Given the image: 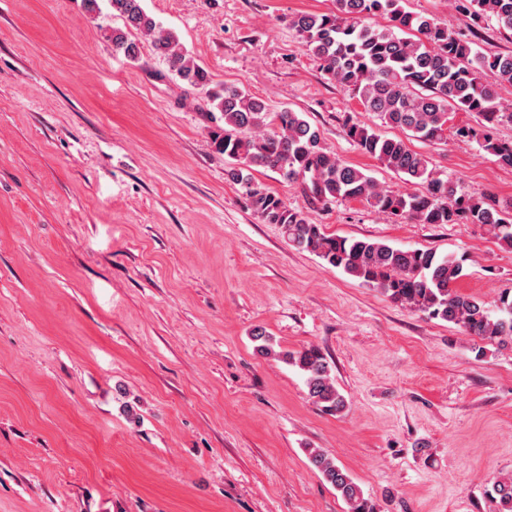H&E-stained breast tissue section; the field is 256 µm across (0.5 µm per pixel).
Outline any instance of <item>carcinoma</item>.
I'll return each mask as SVG.
<instances>
[{"label":"carcinoma","mask_w":512,"mask_h":512,"mask_svg":"<svg viewBox=\"0 0 512 512\" xmlns=\"http://www.w3.org/2000/svg\"><path fill=\"white\" fill-rule=\"evenodd\" d=\"M108 2L112 16L122 22L105 29L113 51L136 60L135 35L148 36L171 73L193 87L212 83L209 73L184 53L177 37L146 12L142 0ZM401 2L336 0V11L298 13L289 25L306 52L318 59L322 72L349 88L365 111L375 113L386 125L442 143L448 141L450 112H474L490 125L512 123V112L499 109L497 92L500 84L512 83V55L484 54L467 35L414 15ZM458 8L474 23L491 19L500 33L512 35V0H461ZM380 18L386 23H379ZM209 98L224 119V126L211 130L215 150L236 161L229 174L242 184L250 207L264 223L280 225L294 248L316 255L395 303L459 326L469 336L512 340V297L500 298L493 312L476 296L458 292L454 284L463 276V265L455 255L328 234L306 213L253 183L244 170L269 168L288 183L302 185L319 203L360 201L394 223L481 224L511 248L512 216L462 191L400 138L384 137L350 119L345 123L347 138L360 152L379 160L404 183L421 186L420 192L383 188L326 152L318 131L300 112H270L260 99L237 88L213 89ZM453 135L476 141L499 163L512 167V142L468 125L455 127ZM252 337L261 354L276 355L301 371L309 399L321 410L331 415L344 412L347 402L319 349L280 353L262 330H255ZM309 461L341 496L348 512H376L328 454L313 449ZM493 491L499 512H512V477L496 480Z\"/></svg>","instance_id":"cac0c4a2"}]
</instances>
